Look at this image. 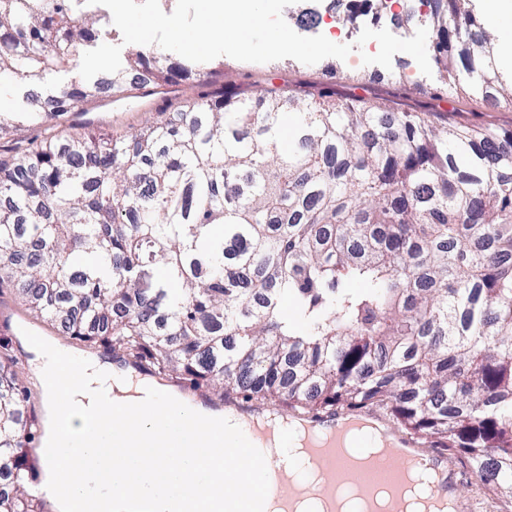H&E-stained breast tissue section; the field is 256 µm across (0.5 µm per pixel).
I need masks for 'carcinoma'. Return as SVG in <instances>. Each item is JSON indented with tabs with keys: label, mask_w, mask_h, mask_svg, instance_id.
<instances>
[{
	"label": "carcinoma",
	"mask_w": 512,
	"mask_h": 512,
	"mask_svg": "<svg viewBox=\"0 0 512 512\" xmlns=\"http://www.w3.org/2000/svg\"><path fill=\"white\" fill-rule=\"evenodd\" d=\"M474 2L434 0L432 59L448 89L512 104ZM89 20L82 0H0V75L79 68ZM146 58L59 89L52 110L0 113V289L71 339L223 396L381 406L512 512V132L275 86L216 91L131 134L49 132L91 97L206 75ZM31 126L46 134L3 147ZM18 363L0 355V469L16 486ZM0 512L30 509L7 495Z\"/></svg>",
	"instance_id": "carcinoma-1"
}]
</instances>
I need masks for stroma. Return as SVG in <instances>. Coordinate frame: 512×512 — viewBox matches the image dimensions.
Masks as SVG:
<instances>
[{"label":"stroma","mask_w":512,"mask_h":512,"mask_svg":"<svg viewBox=\"0 0 512 512\" xmlns=\"http://www.w3.org/2000/svg\"><path fill=\"white\" fill-rule=\"evenodd\" d=\"M214 80L225 88L242 90L249 95L271 85H285L301 91L318 88L333 93L340 100L365 96L391 104L401 112L431 113L438 119L469 126L512 130V106L493 107L480 95L464 90L449 93L438 76L424 75L416 61L405 53L395 54L388 68L363 64L356 51L347 60H323L314 65L292 58L250 63L228 57ZM80 81L78 72L50 71L38 82L11 80L7 87L13 108L18 109L25 106L28 98L43 100L59 87ZM201 91L199 83L183 82L174 88L163 87L159 101L154 104L140 99L134 91L127 92L119 101L105 97L93 99L87 104V113L72 120L70 130L76 133L90 128L103 133H125L153 120L158 113L176 110L184 100L196 97ZM7 313L11 314L12 321L0 329V335L10 340L11 355L20 359L19 383L30 389V406L35 416L40 417L44 414L45 397L29 360L23 359L22 348L15 345V337L24 328L69 350L78 349L79 344L64 339L59 331L49 329L45 322L24 315L9 288L0 292V316ZM452 463L458 469L456 489L464 512H499V500L484 482L460 458H453Z\"/></svg>","instance_id":"obj_1"}]
</instances>
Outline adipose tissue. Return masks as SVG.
Here are the masks:
<instances>
[{
  "label": "adipose tissue",
  "mask_w": 512,
  "mask_h": 512,
  "mask_svg": "<svg viewBox=\"0 0 512 512\" xmlns=\"http://www.w3.org/2000/svg\"><path fill=\"white\" fill-rule=\"evenodd\" d=\"M62 348L44 342L34 348L41 385L48 402L51 422L42 450L45 488L58 500L60 512H181L178 497H160L157 484L199 468L221 473L224 458L200 448L172 446L165 450V462H154L155 452L147 448L140 463L142 474L131 478L127 459L112 446L87 451L83 476H75L71 467L61 462L58 450L68 437L84 433L90 415H104L108 432L150 431L143 422L137 394L150 388L156 395L170 397L169 388L156 381H129L113 371L109 362L80 356L75 380L67 391H59V359Z\"/></svg>",
  "instance_id": "1"
}]
</instances>
